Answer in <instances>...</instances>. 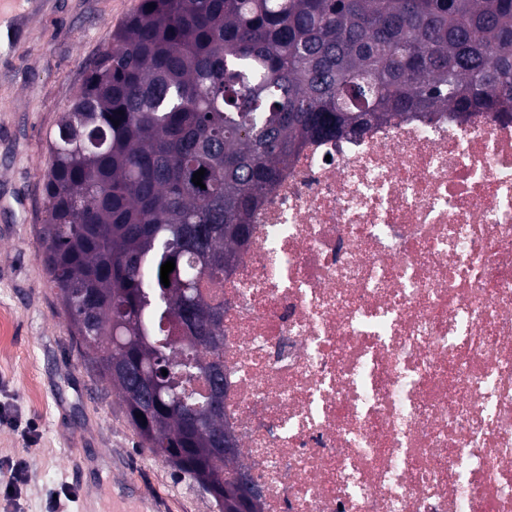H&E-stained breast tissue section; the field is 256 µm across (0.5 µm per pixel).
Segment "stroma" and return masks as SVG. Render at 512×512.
I'll return each instance as SVG.
<instances>
[{"label": "stroma", "instance_id": "stroma-1", "mask_svg": "<svg viewBox=\"0 0 512 512\" xmlns=\"http://www.w3.org/2000/svg\"><path fill=\"white\" fill-rule=\"evenodd\" d=\"M31 14L26 0H0V408L31 424H0V512H54L51 492L72 489V512L135 507L216 512L184 474L143 448L122 402L87 370L38 256L46 208L47 136L80 86L87 64L140 0H52ZM25 457L20 499L4 494L6 460Z\"/></svg>", "mask_w": 512, "mask_h": 512}]
</instances>
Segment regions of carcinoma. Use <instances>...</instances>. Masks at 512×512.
Wrapping results in <instances>:
<instances>
[{"label":"carcinoma","mask_w":512,"mask_h":512,"mask_svg":"<svg viewBox=\"0 0 512 512\" xmlns=\"http://www.w3.org/2000/svg\"><path fill=\"white\" fill-rule=\"evenodd\" d=\"M442 110L512 115V0H142L49 134L42 258L81 356L217 512L237 450L203 284L308 141Z\"/></svg>","instance_id":"obj_1"}]
</instances>
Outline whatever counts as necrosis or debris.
<instances>
[{
  "instance_id": "4bbe7bcc",
  "label": "necrosis or debris",
  "mask_w": 512,
  "mask_h": 512,
  "mask_svg": "<svg viewBox=\"0 0 512 512\" xmlns=\"http://www.w3.org/2000/svg\"><path fill=\"white\" fill-rule=\"evenodd\" d=\"M215 295L263 512H512V119L309 142Z\"/></svg>"
}]
</instances>
